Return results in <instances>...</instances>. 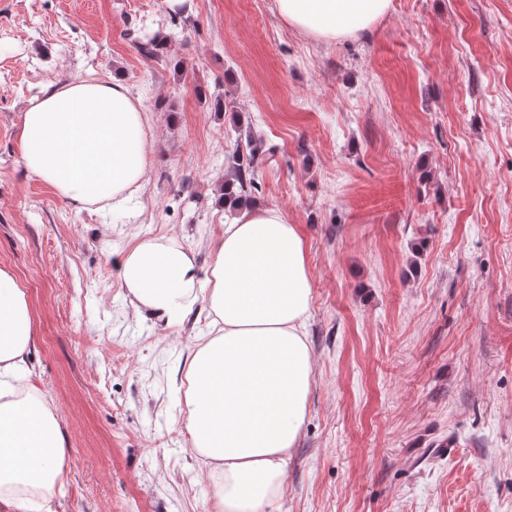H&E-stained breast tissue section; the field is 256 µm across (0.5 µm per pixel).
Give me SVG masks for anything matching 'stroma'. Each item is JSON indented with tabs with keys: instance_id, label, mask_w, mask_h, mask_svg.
I'll return each instance as SVG.
<instances>
[{
	"instance_id": "obj_1",
	"label": "stroma",
	"mask_w": 512,
	"mask_h": 512,
	"mask_svg": "<svg viewBox=\"0 0 512 512\" xmlns=\"http://www.w3.org/2000/svg\"><path fill=\"white\" fill-rule=\"evenodd\" d=\"M168 41L146 56L137 40ZM120 78L147 116L126 209H80L22 160L29 99ZM253 201L298 225L315 382L280 512H512V0H393L364 36L301 37L274 0H0V267L66 438L56 512H210L182 419L195 308L164 328L114 264L173 236L207 267L238 133Z\"/></svg>"
}]
</instances>
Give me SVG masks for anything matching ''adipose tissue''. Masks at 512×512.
Masks as SVG:
<instances>
[{"label":"adipose tissue","instance_id":"ef3b65f1","mask_svg":"<svg viewBox=\"0 0 512 512\" xmlns=\"http://www.w3.org/2000/svg\"><path fill=\"white\" fill-rule=\"evenodd\" d=\"M298 34L355 38L391 0H274ZM27 170L81 207L120 209L147 169L144 113L121 81L72 80L30 99L20 129ZM131 303L166 327L204 305L215 330L186 368L184 426L215 482L214 512H277L315 381L306 324L313 289L305 239L276 206L240 207L206 269L175 237L143 236L116 260ZM34 326L0 267V512H54L65 436L28 356Z\"/></svg>","mask_w":512,"mask_h":512}]
</instances>
